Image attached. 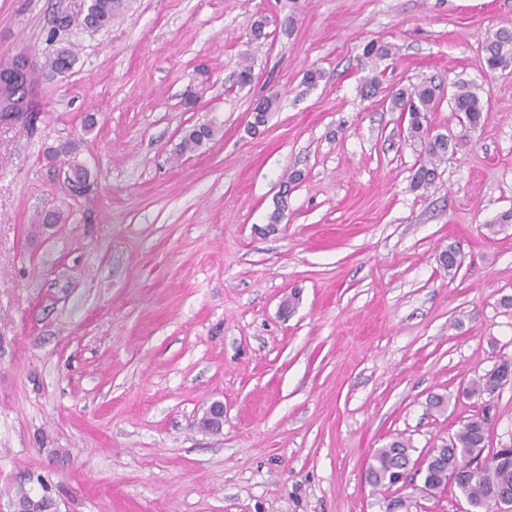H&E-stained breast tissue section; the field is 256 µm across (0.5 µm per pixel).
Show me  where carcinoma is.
<instances>
[{
	"mask_svg": "<svg viewBox=\"0 0 512 512\" xmlns=\"http://www.w3.org/2000/svg\"><path fill=\"white\" fill-rule=\"evenodd\" d=\"M122 0H91L85 16L86 26L101 28L112 21L121 8ZM484 50L486 67L490 72L505 70L512 65V27L503 26L487 34ZM74 63L70 48L58 51L43 65H35L28 73L25 84L9 88L13 93L25 94L28 88L37 87L40 78L48 73L66 74ZM273 96L261 99L254 111L255 126H263L275 108ZM437 105L436 86L422 83L412 90L399 89L390 96V109L408 112V136L424 144V159L416 169L412 184L415 188L431 185L438 165L454 151L457 142L445 134H430L428 114ZM452 111L457 113L462 129H476L488 119V112L479 94L467 86H456L451 95ZM213 129L199 125L189 129L182 138L179 151H194L212 139ZM69 156L68 174L73 185L89 189L97 181V174L76 156L73 142L62 145ZM440 264L449 271L460 265L459 250L448 246L439 253ZM512 372V360L502 359L485 374L471 379L465 388L466 395L482 398L492 396L501 389L499 378ZM489 431L482 416H474L462 424L450 439H442L426 453L423 482L433 492L454 486L469 504V512H501L497 497L512 493V444L500 448L488 447ZM415 451L410 439L398 436L385 447L375 450L367 469L366 478L374 487H386L398 483L402 472Z\"/></svg>",
	"mask_w": 512,
	"mask_h": 512,
	"instance_id": "cac0c4a2",
	"label": "carcinoma"
}]
</instances>
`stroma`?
<instances>
[{
	"instance_id": "obj_1",
	"label": "stroma",
	"mask_w": 512,
	"mask_h": 512,
	"mask_svg": "<svg viewBox=\"0 0 512 512\" xmlns=\"http://www.w3.org/2000/svg\"><path fill=\"white\" fill-rule=\"evenodd\" d=\"M85 14L0 0V64L75 53L41 80L37 130L0 125V504L380 512L390 494L461 512L456 488L424 493L412 471L383 491L365 470L395 436L422 455L478 413L490 447L512 442V383L463 393L512 358V67H484L512 0H123L99 29ZM371 41L390 55L367 63ZM425 80L441 87L433 132L460 131L457 82L489 119L416 189L421 146L384 98ZM200 124L212 140L179 152ZM65 141L98 175L90 196L49 155ZM47 209L61 221L38 224ZM216 401L221 428L200 429ZM508 371L512 372V360L509 358L500 360L491 370L469 381L465 388L466 395L477 398L485 395L491 397L495 390L501 389L499 378L505 377Z\"/></svg>"
}]
</instances>
